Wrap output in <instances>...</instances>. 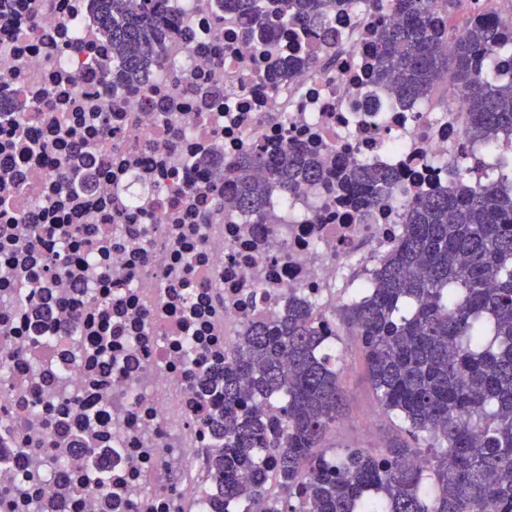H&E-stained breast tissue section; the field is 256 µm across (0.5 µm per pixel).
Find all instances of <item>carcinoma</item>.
I'll return each mask as SVG.
<instances>
[{"label":"carcinoma","instance_id":"obj_1","mask_svg":"<svg viewBox=\"0 0 512 512\" xmlns=\"http://www.w3.org/2000/svg\"><path fill=\"white\" fill-rule=\"evenodd\" d=\"M263 35L290 26L324 27L338 0H232ZM400 21L380 27L372 55L378 82L400 98L423 100L444 72L468 104L467 138L512 131V20L445 26L432 0H393ZM115 62L137 82L159 59L161 16L148 0H98ZM500 178L457 182L450 195L427 192L404 207L399 247L375 272L359 302L336 312L339 328L360 342L371 388L411 442L377 453L328 448L345 415L339 357L310 304L271 324L250 326L222 369L205 378L224 396L208 425L221 438L209 466L219 494L211 512H512V156L496 158ZM86 165L63 167L60 190L90 183ZM238 186L216 198L215 213L262 212L265 197L325 178L319 150L287 145L270 161L261 150L218 170ZM336 190L381 204L403 191L366 165L336 169ZM105 240L84 233L92 262Z\"/></svg>","mask_w":512,"mask_h":512}]
</instances>
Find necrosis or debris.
Here are the masks:
<instances>
[{"instance_id":"necrosis-or-debris-1","label":"necrosis or debris","mask_w":512,"mask_h":512,"mask_svg":"<svg viewBox=\"0 0 512 512\" xmlns=\"http://www.w3.org/2000/svg\"><path fill=\"white\" fill-rule=\"evenodd\" d=\"M162 56L143 89L112 67L95 0H0V110L24 134L0 127V156L15 162L0 182V223L33 214L37 245L0 235V316L18 359L0 390V489L5 512H208L207 419L223 400L204 373L222 365L236 336L304 300L325 336L350 287L368 283L376 260L401 236L402 202L356 207L328 184L274 193L279 224L213 215L234 191L201 155L236 162L255 148L319 143L327 172L367 164L409 191L453 192L497 180L512 132L467 139L466 100L451 74L445 103L405 102L373 76L370 42L396 22L391 0H359L333 13L328 30L297 27L250 36L225 0H163ZM317 45L316 59L297 51ZM288 66L265 80L275 60ZM105 112L111 135L90 119ZM40 148H32V141ZM95 146L88 192L59 193L61 166ZM126 214L116 222L115 198ZM211 223H203L204 213ZM82 226L112 239L95 264L72 253L62 275L50 259ZM100 449L90 458L87 447ZM68 460L41 467L44 456ZM102 474L99 488L89 472Z\"/></svg>"}]
</instances>
